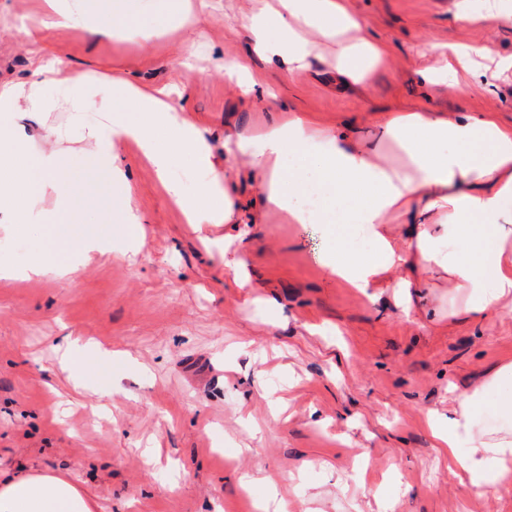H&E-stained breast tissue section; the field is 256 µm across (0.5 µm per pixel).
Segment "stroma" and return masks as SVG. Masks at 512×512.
<instances>
[{
  "instance_id": "obj_1",
  "label": "stroma",
  "mask_w": 512,
  "mask_h": 512,
  "mask_svg": "<svg viewBox=\"0 0 512 512\" xmlns=\"http://www.w3.org/2000/svg\"><path fill=\"white\" fill-rule=\"evenodd\" d=\"M460 0H350L391 62L367 92L342 91L318 66L288 73L253 57L229 17L251 0H211L196 31L197 65H178L171 37L91 39L71 29L27 38L41 0H0V82L31 77L51 57L87 72L100 92L116 78L180 91L224 162V128L251 133L263 103L206 71L222 53L248 59L255 79L325 124L365 128L384 112L427 104L493 112L512 124V72L495 92L474 85L427 100L420 72L436 45L485 46L512 56V23H459ZM76 204L112 194L78 136L62 141ZM142 220L138 238L94 227L107 243L75 274H33L37 242L0 223V467H36L77 481L95 512H256L265 489H244L261 468L288 512H512V490L476 495L451 477L426 417L512 362V307L454 315L437 289L435 315L405 314L391 292H360L328 278L320 225L252 221L257 193L233 194L241 224H189L138 146L120 151ZM242 234L251 285L224 264V237ZM90 341L95 386H79L54 347Z\"/></svg>"
}]
</instances>
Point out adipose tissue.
<instances>
[{"instance_id":"obj_1","label":"adipose tissue","mask_w":512,"mask_h":512,"mask_svg":"<svg viewBox=\"0 0 512 512\" xmlns=\"http://www.w3.org/2000/svg\"><path fill=\"white\" fill-rule=\"evenodd\" d=\"M207 8V0H99L94 7L86 0H44L39 24L146 42L154 34L140 26L138 16L150 9L161 25L180 32L174 51L189 67L195 60L191 36ZM234 23L247 31L255 55L292 71L319 62L346 86H369L390 62L387 45L365 34L348 0H265ZM484 55L480 45L449 47L447 59L421 73L430 95L463 93L475 84L495 91L488 68L479 63ZM89 87L88 74L66 72L51 61L30 79L0 83V112L69 113L93 146L97 165L112 174L111 200L89 198L84 212L103 214L119 234L141 222L120 164V148L132 142L187 223H232L237 213L233 180L243 175L257 187L262 215L323 226L324 268L349 287L394 289L414 311L432 302L438 280L463 295L465 314L495 311L512 300V125L494 113L407 108L385 112L367 131L345 134L280 104L269 108L252 134L225 131L233 160L220 170L200 130L169 104L171 89L118 79L99 103ZM95 110L107 113L106 122L84 124V114ZM182 155L191 156L205 174L190 196L170 178ZM67 169L64 152L33 148L0 127V211L12 212L16 229L44 240V254L31 264L35 273L70 274L73 256L93 246L68 232V225L83 221L68 196L60 193L50 207L39 205ZM352 236L369 240L370 253L350 250ZM486 406L512 413V362L460 393L451 416L433 418L449 473L479 495L512 481V431L473 429L474 412ZM464 438L470 451L458 449ZM0 512H94V504L78 484L57 474L0 471Z\"/></svg>"}]
</instances>
